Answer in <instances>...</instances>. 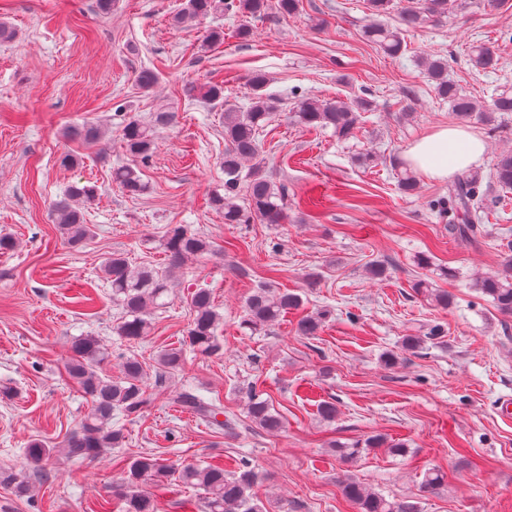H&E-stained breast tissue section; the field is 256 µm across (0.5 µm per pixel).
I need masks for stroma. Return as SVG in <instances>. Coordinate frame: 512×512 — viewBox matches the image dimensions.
Wrapping results in <instances>:
<instances>
[{"label":"stroma","instance_id":"obj_1","mask_svg":"<svg viewBox=\"0 0 512 512\" xmlns=\"http://www.w3.org/2000/svg\"><path fill=\"white\" fill-rule=\"evenodd\" d=\"M185 3L115 0L104 15L96 0H0V22L15 30L0 42V235L15 242L0 253V388L12 390L0 398V466L31 485L23 497L0 486V512H98V496L142 453L175 465L204 461L228 474L249 460L262 473L253 491L267 512H358L341 490L348 478L390 499L415 500L419 512H512V421L500 415L501 402L512 400V316L477 286L501 270L512 192L491 209L480 236L465 240L427 206L447 195V183L421 178L417 195L407 197L390 164L445 125L482 136L481 172L512 150V114L494 129L462 122L419 66L428 53L451 56L449 79L479 101L512 90V0L495 8L450 0L447 18L405 32L407 50L396 58L364 36L373 21L365 0H299L285 18L217 13L175 25ZM246 25L250 37L238 38ZM212 29L223 31L222 43L206 42ZM483 42L496 46L498 71L469 64L471 46ZM145 67L158 75L149 90L136 82ZM257 71L279 102L259 137L260 158L287 180L292 207L281 224H228L211 205L224 190V112L186 89L216 84L225 104L243 107ZM365 92L376 108L356 139L337 141L294 117L299 96L344 101ZM163 107L175 120L157 130L142 168L147 189L130 198L112 180L113 168L130 161L121 115L146 122ZM89 122L105 131L99 144L67 136ZM366 149L376 159L363 165L357 156ZM73 183L95 189L85 206L95 234L78 248L51 218ZM171 224L187 225L214 249L184 263L147 336L128 342L116 333L122 310L103 265L121 252L133 268L166 267ZM373 262L385 266L383 278H369ZM261 286L299 294L303 303L254 334L240 322ZM197 288L209 289L224 318L223 354L186 352L149 411L114 418L122 447L90 464L58 463L50 481L33 478L27 444L64 440L88 411L65 373L70 339L99 336L112 352L102 366L107 375L119 376L127 354L153 366L185 338L186 299ZM440 293L450 295L449 305L437 301ZM322 310L317 336L297 335L299 318ZM434 324L442 336L418 353L402 350L404 337ZM187 384L220 398L235 434L210 429L172 402ZM253 386L280 415L281 431L249 418ZM324 401L335 404L334 419L319 414ZM376 435L386 446L349 461L336 452ZM395 443L405 453L392 452ZM431 469L443 482L421 492Z\"/></svg>","mask_w":512,"mask_h":512}]
</instances>
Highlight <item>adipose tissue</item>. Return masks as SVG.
<instances>
[{"mask_svg": "<svg viewBox=\"0 0 512 512\" xmlns=\"http://www.w3.org/2000/svg\"><path fill=\"white\" fill-rule=\"evenodd\" d=\"M485 152V142L476 133L460 127H443L411 144L405 158L426 178L444 181L480 163Z\"/></svg>", "mask_w": 512, "mask_h": 512, "instance_id": "ef3b65f1", "label": "adipose tissue"}]
</instances>
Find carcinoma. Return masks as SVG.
<instances>
[{"label":"carcinoma","mask_w":512,"mask_h":512,"mask_svg":"<svg viewBox=\"0 0 512 512\" xmlns=\"http://www.w3.org/2000/svg\"><path fill=\"white\" fill-rule=\"evenodd\" d=\"M269 9L268 0H187L185 8L175 18L178 24L196 22L213 13L239 14L243 17L261 18ZM448 16V0H414L401 14V24L407 29H416L428 22H438ZM364 34L385 54L399 56L404 52L400 32L382 25H368ZM471 66L477 70L495 68L499 58L494 46L480 43L471 47ZM448 57L427 53L420 66L428 78L435 95L449 103L451 109L462 120L475 118L483 123L495 121L496 115L512 112V92L500 93L492 102L483 104L458 90L448 79ZM267 79L262 73L250 78L251 96L248 106L224 108V194L212 197L215 209L224 213L226 224H251L259 220L265 224H281L288 218V184L274 180L264 166L256 162L245 167V162L259 154V136L277 110V101L264 93ZM189 95L206 103L224 99L223 90L215 85H192ZM375 102L364 93L346 101H320L301 96L295 117L298 122L322 130L330 129L342 142L357 137L362 128L363 114L371 112ZM174 113L159 111L149 122L135 118L123 120L121 138L132 162L112 170V180L120 185L130 197L144 193L146 184L141 176L140 164L148 160L155 144V130L172 123ZM71 136L88 143H96L102 132L96 124H86L69 130ZM512 190V152H503L497 157L488 177L477 170H468L456 176L448 184V196L429 202L430 210L441 220L448 221V231L462 238L476 237L477 224L481 223L480 212L494 204L498 192ZM94 196V190L78 183L70 185L63 199L54 203L52 217L58 224L69 245L85 243L91 228L85 224L83 204ZM167 267L161 271L151 268L134 270L128 259L114 253L103 266L106 280L112 288V299L123 310L117 335L135 342L147 335L150 329L149 310L164 306L160 299L168 295L171 288V273L189 257L202 256L212 250L211 242L204 236L192 232L184 224H170L165 232ZM504 269L499 276L480 280L482 292L493 298L498 309L512 315V243L506 244ZM193 313L187 332L186 346L203 356L216 355L222 346L217 336L221 321L209 290L198 288L188 300ZM301 306V297L286 292L275 293L260 287L249 295L245 303V315L241 327L251 332H260L272 325L281 314ZM324 314H307L297 323L301 336H314L321 328ZM441 332L437 325L431 326L425 336H407L402 347L406 351L419 348ZM71 357L67 365L69 377L78 385L91 408L81 420L78 428L64 440L63 444L49 447L35 439L25 450V459L41 478L52 475V461L63 456L74 463H91L105 451L122 445L125 436L120 429L112 428V416L138 417L154 403V393L147 385L145 363L136 356L121 361V377L110 379L100 375L97 367L109 358V352L99 337L76 336L71 341ZM184 363V349L170 348L156 360V369L163 372L179 371ZM184 410L208 426L231 432L236 421L222 419L224 405L214 398L206 399L188 389L174 400ZM252 421L268 432H277L282 421L263 392L251 388L247 403ZM203 491L205 512H263L254 502L250 491L258 479V473L247 461L241 463L239 472L227 476L224 468L201 463L173 466L161 459L143 454L133 459L121 483L107 490L112 496L124 499L126 512H157L156 502L142 487L157 484L168 478ZM0 485L11 486L19 495L30 492L27 481L8 468H0ZM343 495L357 505L358 512H418L407 500H388L366 486L347 480L342 484Z\"/></svg>","instance_id":"carcinoma-1"}]
</instances>
